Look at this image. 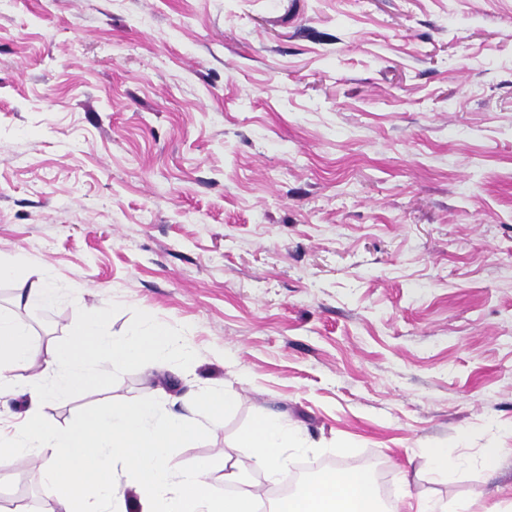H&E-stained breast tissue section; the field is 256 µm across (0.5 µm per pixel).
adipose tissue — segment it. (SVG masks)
Masks as SVG:
<instances>
[{
  "instance_id": "1",
  "label": "adipose tissue",
  "mask_w": 512,
  "mask_h": 512,
  "mask_svg": "<svg viewBox=\"0 0 512 512\" xmlns=\"http://www.w3.org/2000/svg\"><path fill=\"white\" fill-rule=\"evenodd\" d=\"M84 322L64 347L41 352L26 326L0 314V392L15 388L11 369L39 365L21 391L29 407L21 425L0 432V458L39 460L45 494L53 512H260L262 497L239 470L224 474V491L209 481V459L181 468L170 451L195 443L204 432L203 418L235 407V392L204 393L199 417L168 411L162 395L115 401L85 410L65 425L49 422L45 402L67 397L77 387L97 382L104 360L162 364L175 338L162 326L146 321L133 334L116 339L104 331L101 310L88 309ZM239 447L255 451L253 466L271 470L289 452L305 446L299 433L275 417H266L243 432ZM125 484H118L116 473ZM271 512H467L459 504L428 499L383 505L370 474L362 469H330L299 493L275 501Z\"/></svg>"
}]
</instances>
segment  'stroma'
Masks as SVG:
<instances>
[{
  "mask_svg": "<svg viewBox=\"0 0 512 512\" xmlns=\"http://www.w3.org/2000/svg\"><path fill=\"white\" fill-rule=\"evenodd\" d=\"M1 262L42 349L89 307L193 351L105 362L52 423L227 388L171 451L216 488L373 462L389 499L512 512V0H0ZM268 414L308 444L272 475L237 445ZM53 507L0 459V512ZM39 284L29 288L26 293V304L29 306L47 307L53 305L58 297L57 289L43 272L36 273ZM237 404V395L231 390L221 389L204 393L197 402L199 413L208 418L223 415Z\"/></svg>",
  "mask_w": 512,
  "mask_h": 512,
  "instance_id": "1",
  "label": "stroma"
}]
</instances>
